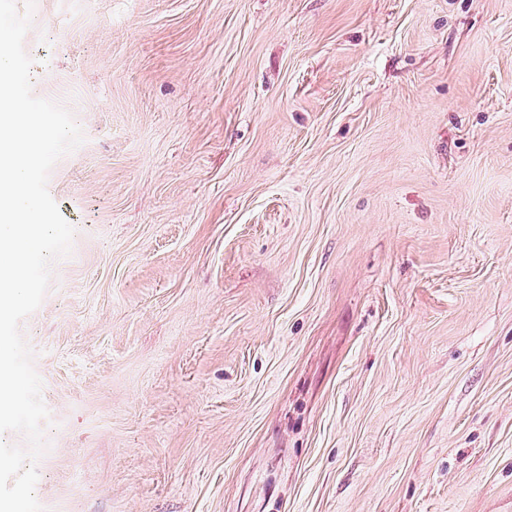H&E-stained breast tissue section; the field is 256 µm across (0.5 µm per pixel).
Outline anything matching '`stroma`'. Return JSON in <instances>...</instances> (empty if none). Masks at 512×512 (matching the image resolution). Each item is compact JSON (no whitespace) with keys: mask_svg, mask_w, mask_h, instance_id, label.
Returning <instances> with one entry per match:
<instances>
[{"mask_svg":"<svg viewBox=\"0 0 512 512\" xmlns=\"http://www.w3.org/2000/svg\"><path fill=\"white\" fill-rule=\"evenodd\" d=\"M16 2L44 512H512V0Z\"/></svg>","mask_w":512,"mask_h":512,"instance_id":"stroma-1","label":"stroma"}]
</instances>
